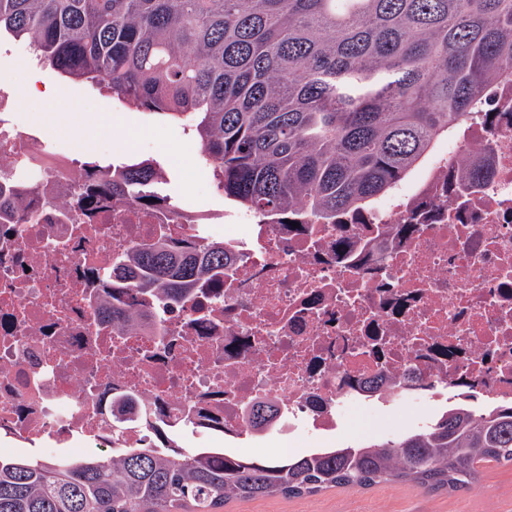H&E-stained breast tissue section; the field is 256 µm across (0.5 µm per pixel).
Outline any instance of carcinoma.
Instances as JSON below:
<instances>
[{
  "mask_svg": "<svg viewBox=\"0 0 512 512\" xmlns=\"http://www.w3.org/2000/svg\"><path fill=\"white\" fill-rule=\"evenodd\" d=\"M3 41L34 46L42 66L116 106L189 129L220 170L224 198L270 224H364L446 142L457 149L452 170L416 204L436 213L491 174V154L472 160L458 138L512 113V0H0ZM159 167L95 160L80 203L166 207ZM370 243L340 236L336 257ZM231 262L224 242L200 232L161 234L96 280L116 302L129 291L168 307L197 288L220 290ZM145 307L114 304L112 323L134 327ZM102 410L117 433L162 417L132 396ZM277 417L259 402L250 428ZM489 462L512 464V403L457 407L409 433L276 460L195 448L110 449L65 464L0 457V512H220L231 499L397 482L456 491Z\"/></svg>",
  "mask_w": 512,
  "mask_h": 512,
  "instance_id": "carcinoma-1",
  "label": "carcinoma"
}]
</instances>
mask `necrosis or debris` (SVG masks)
I'll use <instances>...</instances> for the list:
<instances>
[{
	"mask_svg": "<svg viewBox=\"0 0 512 512\" xmlns=\"http://www.w3.org/2000/svg\"><path fill=\"white\" fill-rule=\"evenodd\" d=\"M15 111L0 81V183L41 184L20 197L26 224L0 233V455L20 442L37 458L159 446L151 424L116 435L111 414L96 411L122 393L163 409L175 448L252 440L247 411L274 403L281 420L268 438L285 452L328 447L347 418L370 425L385 406L420 399L436 416L512 401V119L467 131L470 157L494 159L466 202L400 236L409 197L385 201L373 215L377 249L343 262L333 224H228L115 198L81 211L83 161L54 152ZM201 224L223 227L234 254L223 291L113 326L93 271L159 231L184 238Z\"/></svg>",
	"mask_w": 512,
	"mask_h": 512,
	"instance_id": "4bbe7bcc",
	"label": "necrosis or debris"
}]
</instances>
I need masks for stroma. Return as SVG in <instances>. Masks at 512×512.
<instances>
[{
    "instance_id": "35a3bbf8",
    "label": "stroma",
    "mask_w": 512,
    "mask_h": 512,
    "mask_svg": "<svg viewBox=\"0 0 512 512\" xmlns=\"http://www.w3.org/2000/svg\"><path fill=\"white\" fill-rule=\"evenodd\" d=\"M0 77L13 90L23 126L36 125L49 132L62 129V136L53 143L56 151L67 154L77 146L83 155L108 165L139 150L144 158L157 160L169 170L165 190L182 207L220 210L225 222L238 223L240 211L196 170L193 156L185 155L192 140L181 127L115 106L108 124H96L93 118L101 113L96 96L71 83L65 84L54 106H46L29 92L25 67L12 53L0 52ZM223 512H512V466L487 464L476 485L454 492H432L414 484L336 487L301 497L232 499Z\"/></svg>"
}]
</instances>
